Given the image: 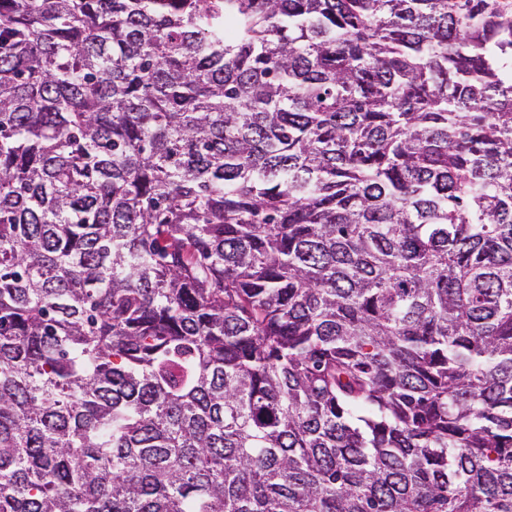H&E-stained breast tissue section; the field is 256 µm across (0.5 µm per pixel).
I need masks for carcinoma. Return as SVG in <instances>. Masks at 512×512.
Segmentation results:
<instances>
[{"instance_id":"carcinoma-1","label":"carcinoma","mask_w":512,"mask_h":512,"mask_svg":"<svg viewBox=\"0 0 512 512\" xmlns=\"http://www.w3.org/2000/svg\"><path fill=\"white\" fill-rule=\"evenodd\" d=\"M0 512H512V0H0Z\"/></svg>"}]
</instances>
